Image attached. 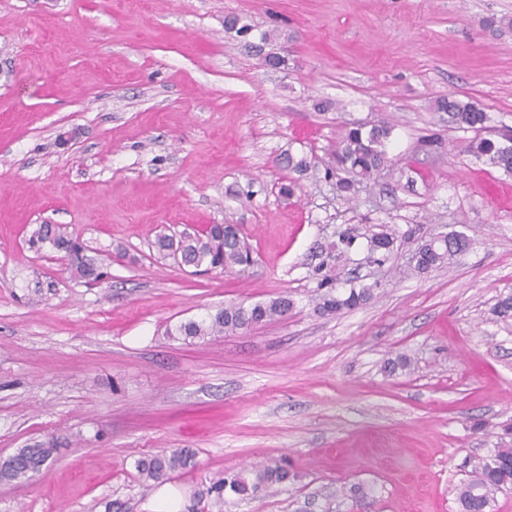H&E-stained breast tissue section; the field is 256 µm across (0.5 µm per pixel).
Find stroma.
Instances as JSON below:
<instances>
[{"label": "stroma", "mask_w": 512, "mask_h": 512, "mask_svg": "<svg viewBox=\"0 0 512 512\" xmlns=\"http://www.w3.org/2000/svg\"><path fill=\"white\" fill-rule=\"evenodd\" d=\"M228 14L287 68L265 69ZM448 94L488 128L442 120ZM353 121L394 131L347 201L325 170ZM504 128L512 0H0V456L58 442L35 477L0 483V512H161L171 493L185 510L214 473L276 462L295 480L224 512H457L464 460L512 447V319L493 311L512 293V175L466 150ZM39 224L67 225L107 278L31 247ZM210 224L236 225L253 265L156 258L157 234ZM375 224L397 235L383 263L362 238L332 263L335 290L372 299L320 314L326 247ZM450 231L470 252L414 276L417 247ZM279 295L288 315L247 331L168 335ZM400 354L410 367L386 372ZM170 448L194 467L139 478ZM355 483L372 497L341 496Z\"/></svg>", "instance_id": "obj_1"}]
</instances>
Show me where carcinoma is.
I'll use <instances>...</instances> for the list:
<instances>
[{"label":"carcinoma","mask_w":512,"mask_h":512,"mask_svg":"<svg viewBox=\"0 0 512 512\" xmlns=\"http://www.w3.org/2000/svg\"><path fill=\"white\" fill-rule=\"evenodd\" d=\"M225 29L238 37L246 38L252 31L251 24L238 15L228 17ZM433 110L448 114V123L459 129H484L491 121L490 115L469 101H461L453 95L434 102ZM392 127L387 123L367 126L351 123L336 141L333 151L335 166L328 169V176L335 179L336 192L350 195L358 184L369 180L384 168L388 161L387 146ZM471 152L485 162L512 174V131L499 133V139L481 138L469 144ZM364 237L367 250L375 261L383 262L393 251L396 242L394 231L386 228L379 232L366 230ZM34 246L50 245L65 253L74 274L87 282H98L104 276L102 259L88 254V249L74 239L62 224H41L32 233ZM158 254L172 257L180 264L205 271H229L250 262L249 247L241 239L238 229L231 224H210L196 235H184L174 239L169 235L158 237L155 242ZM471 247V239L464 236L447 240L429 239L415 255L414 274L421 276L463 256ZM325 264L315 269L317 290L321 291L316 306L323 315L339 314L353 309L371 296V289H351L346 296L336 295L328 287L331 276L324 273ZM293 303L279 296L267 302L251 306L229 305L206 319L189 320L167 330V335L190 342L212 336H222L251 328L259 323L274 320L288 314ZM57 443L53 440L18 449L14 454L0 459V481L13 482L33 477L54 457ZM195 464V452L189 448H175L138 460L135 468L140 476L153 481L167 480L176 471ZM294 474L283 464L265 465L233 474L219 472L213 476L210 486L200 494V512H224L226 497L246 499L256 496L262 489L285 484ZM512 487V447L494 448L489 455L473 461L471 479L462 483L456 491L458 512H486L494 495Z\"/></svg>","instance_id":"cac0c4a2"}]
</instances>
